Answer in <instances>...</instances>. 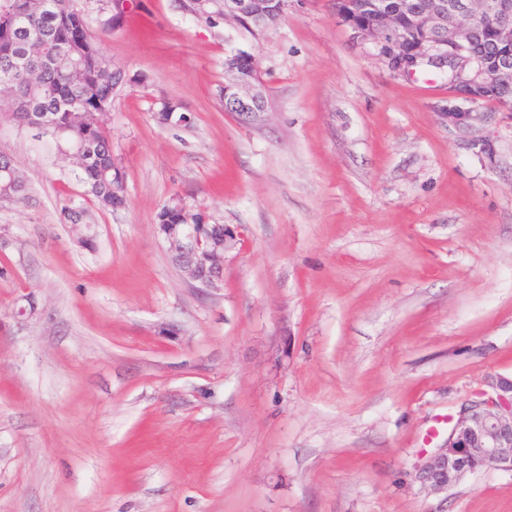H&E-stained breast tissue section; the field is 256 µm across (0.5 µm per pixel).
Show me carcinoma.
Here are the masks:
<instances>
[{
	"mask_svg": "<svg viewBox=\"0 0 512 512\" xmlns=\"http://www.w3.org/2000/svg\"><path fill=\"white\" fill-rule=\"evenodd\" d=\"M131 9L138 0H112L110 11L99 30L83 22L78 0H44L39 9L34 0H0V85L15 86L28 100L32 111L49 113L50 126L45 135L58 148L80 151L83 155L78 179L100 209L123 207L127 203L125 171L112 155V135L99 122L102 112L111 109L119 90L128 82L122 68L102 58L103 36L119 29L126 17L124 2ZM179 9L199 23L214 27L223 16L220 0H177ZM19 19L20 26L9 29V20ZM41 36L43 62L34 81L16 67L17 41L27 42L32 34ZM184 107L160 106L155 122L167 126L177 122ZM14 169L12 159L0 153V201L19 202L26 189L16 184L3 170ZM177 197L166 213L168 223H202V215L183 205Z\"/></svg>",
	"mask_w": 512,
	"mask_h": 512,
	"instance_id": "obj_1",
	"label": "carcinoma"
}]
</instances>
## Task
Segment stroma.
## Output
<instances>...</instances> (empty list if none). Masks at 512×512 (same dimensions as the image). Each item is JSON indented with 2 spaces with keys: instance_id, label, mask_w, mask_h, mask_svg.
<instances>
[{
  "instance_id": "1",
  "label": "stroma",
  "mask_w": 512,
  "mask_h": 512,
  "mask_svg": "<svg viewBox=\"0 0 512 512\" xmlns=\"http://www.w3.org/2000/svg\"><path fill=\"white\" fill-rule=\"evenodd\" d=\"M335 2L255 41L142 0L104 41L115 212L0 110L27 184L0 202V512H512V472L413 478L512 377V115L448 123L447 82L393 77ZM238 48L268 98L249 125L218 95ZM163 97L189 126L156 124ZM177 194L241 233L219 287L171 259Z\"/></svg>"
}]
</instances>
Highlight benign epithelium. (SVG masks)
Listing matches in <instances>:
<instances>
[{
	"mask_svg": "<svg viewBox=\"0 0 512 512\" xmlns=\"http://www.w3.org/2000/svg\"><path fill=\"white\" fill-rule=\"evenodd\" d=\"M288 8L286 0H224V23L239 27L244 19L261 20L269 12ZM375 23H358L357 0H336V16L354 31L355 38L372 44L377 58L397 77L414 78L420 70L448 77L451 96L443 116L460 126L473 119L466 103L485 102L512 109L504 92L512 88V0H433L422 14L407 18L391 0H373ZM489 28L501 49L490 61L474 49L479 27ZM40 40L27 44L19 65L33 72ZM250 57L254 76L224 82V111L250 123L268 114V101L256 56ZM26 108L28 102L9 89H0V108ZM162 235L173 261L203 288H215L224 270V255L238 235L224 225L215 235L206 224H163ZM512 471V378L497 377L479 393L453 425L447 440L415 466V479L432 492H444L476 468Z\"/></svg>",
	"mask_w": 512,
	"mask_h": 512,
	"instance_id": "benign-epithelium-1",
	"label": "benign epithelium"
}]
</instances>
